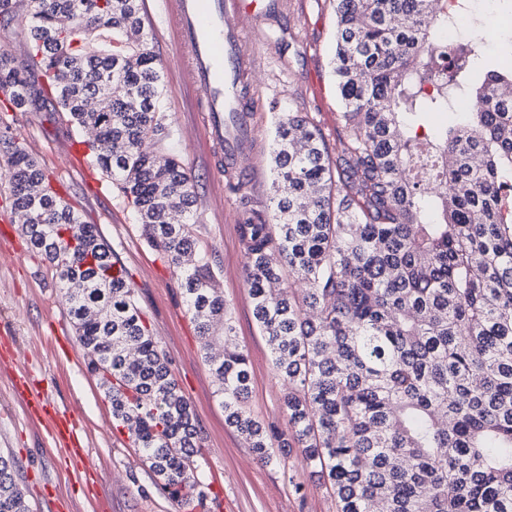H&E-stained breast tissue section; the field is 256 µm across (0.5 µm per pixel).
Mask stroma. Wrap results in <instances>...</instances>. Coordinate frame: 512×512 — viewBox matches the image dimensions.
<instances>
[{"mask_svg":"<svg viewBox=\"0 0 512 512\" xmlns=\"http://www.w3.org/2000/svg\"><path fill=\"white\" fill-rule=\"evenodd\" d=\"M335 5V0H279L274 11L242 21L248 32L246 49L256 60L245 88L254 106L256 142L239 165L256 172L246 192L259 205H267L270 197L275 113H307L329 153L342 148V104L332 72ZM143 22L162 68L161 110L170 129L164 148L178 156L196 181L192 221L200 226L201 243L212 255L217 282L231 304L236 342L249 356V407L264 422L286 427V386L272 368L244 282L238 233L243 215L234 195L216 187L194 94L178 72L174 33L156 14H145ZM0 119L61 186L62 199L85 223L96 225L127 270L147 326L170 358L201 430L202 476L211 485L206 512H336L324 487L310 478L301 449H291L286 459L289 472L304 485L298 494L280 472L261 464L240 433L225 426L176 275L150 248L131 202L91 155L72 156L79 133L67 115L46 109L24 112L0 98ZM26 369L34 371L57 410L77 420L91 464L86 481L67 469L45 423L25 406L17 386ZM0 451L12 457L31 512H94L97 502L102 512H182L135 456L127 433L114 427L111 405L87 369L59 281L42 255L31 249L6 201H0Z\"/></svg>","mask_w":512,"mask_h":512,"instance_id":"obj_1","label":"stroma"}]
</instances>
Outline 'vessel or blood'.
<instances>
[{
  "label": "vessel or blood",
  "instance_id": "b4317fda",
  "mask_svg": "<svg viewBox=\"0 0 512 512\" xmlns=\"http://www.w3.org/2000/svg\"><path fill=\"white\" fill-rule=\"evenodd\" d=\"M182 50L185 84L199 94L204 137L216 163L235 173L238 159L254 141L253 109L240 91L256 65L246 57L240 14L257 16L274 9L275 0H155Z\"/></svg>",
  "mask_w": 512,
  "mask_h": 512
}]
</instances>
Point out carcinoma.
<instances>
[{"instance_id": "1", "label": "carcinoma", "mask_w": 512, "mask_h": 512, "mask_svg": "<svg viewBox=\"0 0 512 512\" xmlns=\"http://www.w3.org/2000/svg\"><path fill=\"white\" fill-rule=\"evenodd\" d=\"M465 0H336V157L302 112L275 117L273 196L238 225L253 315L287 384V430L254 417L230 303L190 222L197 196L169 136L140 0H0L22 14L23 66L0 58L17 109L50 103L131 200L179 281L224 423L288 474L300 448L336 512H512V60L448 52ZM464 100L470 111L462 113ZM433 115L447 120L426 133ZM0 188L58 276L116 426L159 489L207 498L200 430L96 225L48 187L0 126ZM182 220L171 224L170 214ZM301 281L300 294L292 284ZM0 512H30L0 454Z\"/></svg>"}]
</instances>
